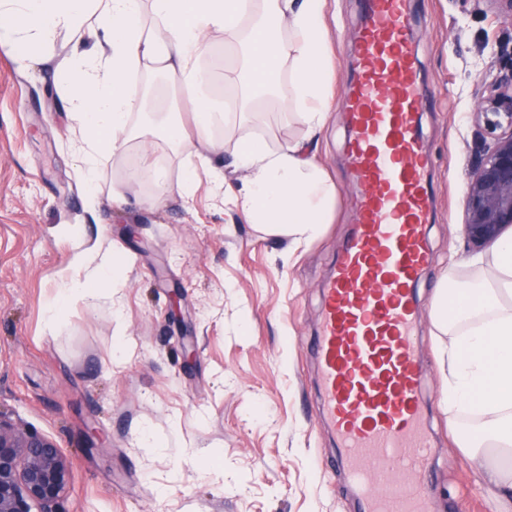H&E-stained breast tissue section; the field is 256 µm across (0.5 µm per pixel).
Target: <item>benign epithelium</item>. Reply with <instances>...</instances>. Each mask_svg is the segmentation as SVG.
Segmentation results:
<instances>
[{
	"mask_svg": "<svg viewBox=\"0 0 512 512\" xmlns=\"http://www.w3.org/2000/svg\"><path fill=\"white\" fill-rule=\"evenodd\" d=\"M492 142L467 182L464 234L481 249L512 229V63L501 69L477 108ZM72 466L49 436L0 412V512H62Z\"/></svg>",
	"mask_w": 512,
	"mask_h": 512,
	"instance_id": "1",
	"label": "benign epithelium"
}]
</instances>
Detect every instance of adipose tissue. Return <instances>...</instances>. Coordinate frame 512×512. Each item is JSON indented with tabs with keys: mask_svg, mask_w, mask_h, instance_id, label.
<instances>
[{
	"mask_svg": "<svg viewBox=\"0 0 512 512\" xmlns=\"http://www.w3.org/2000/svg\"><path fill=\"white\" fill-rule=\"evenodd\" d=\"M326 6L327 0H0V46L25 70L49 53L59 31L71 35L64 97L78 135L85 208L92 213L104 156L120 162L136 137L133 115L152 108L130 84L134 71L172 77L187 88L191 133H182L180 113H168L163 123L178 132L183 150L203 141L219 151L215 125L261 122L250 95L277 90L283 67V107L306 126L309 138L316 137L334 100ZM218 35L240 47L242 67L234 81L249 89L224 112L214 111L200 68ZM235 165L242 172L239 186L227 185L219 173L215 190L268 235L302 244L329 223L336 187L309 157L306 140L273 149L241 144ZM470 265L475 275L461 280L456 262H449L432 301L433 327L443 338L442 402L450 422L462 412L472 416V424L457 432L458 446L484 462L496 512H512V238ZM113 267L95 247L75 253L70 275L46 308L47 325L59 321L73 298L91 302L111 288Z\"/></svg>",
	"mask_w": 512,
	"mask_h": 512,
	"instance_id": "adipose-tissue-1",
	"label": "adipose tissue"
}]
</instances>
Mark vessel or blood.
Returning <instances> with one entry per match:
<instances>
[{
	"label": "vessel or blood",
	"mask_w": 512,
	"mask_h": 512,
	"mask_svg": "<svg viewBox=\"0 0 512 512\" xmlns=\"http://www.w3.org/2000/svg\"><path fill=\"white\" fill-rule=\"evenodd\" d=\"M416 0H364L345 63L353 225L321 290L314 344L321 414L363 512H427L429 448L414 286L431 263L430 153L418 127Z\"/></svg>",
	"instance_id": "1"
}]
</instances>
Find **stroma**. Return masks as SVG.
I'll return each mask as SVG.
<instances>
[{
    "label": "stroma",
    "mask_w": 512,
    "mask_h": 512,
    "mask_svg": "<svg viewBox=\"0 0 512 512\" xmlns=\"http://www.w3.org/2000/svg\"><path fill=\"white\" fill-rule=\"evenodd\" d=\"M362 9V0H329L337 61ZM413 35L435 190L432 262L417 286L428 512H494L480 469L448 427L430 313L449 260L473 256L462 212L485 134L474 112L512 59V18L495 15L488 0H416ZM70 48L59 34L52 61L24 72L0 48V412L53 438L70 460L69 512H358L356 487L329 465L339 449L319 421L310 352L320 289L355 221L344 75L313 150L337 186L333 217L320 238L292 248L213 198L199 159L206 146L176 149L149 125L123 164L103 163L100 185L107 194L128 169L159 165L169 180L163 201L149 204V183L126 182L129 204L106 197L89 214L57 72ZM133 85L151 87L158 111L189 107L179 81L141 72ZM260 103L262 126L214 132L225 146L213 164L231 181L240 179V141L273 148L306 136L278 97ZM188 170L189 202L181 189ZM98 241L128 267L94 304L71 302L48 328L47 301L76 246ZM146 426L165 447H140Z\"/></svg>",
    "instance_id": "stroma-1"
}]
</instances>
